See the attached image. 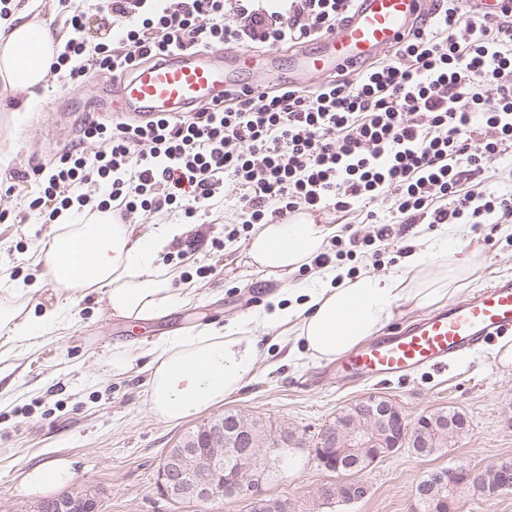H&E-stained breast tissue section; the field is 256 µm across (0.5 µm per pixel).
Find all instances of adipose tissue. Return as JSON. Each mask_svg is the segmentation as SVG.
<instances>
[{"mask_svg":"<svg viewBox=\"0 0 512 512\" xmlns=\"http://www.w3.org/2000/svg\"><path fill=\"white\" fill-rule=\"evenodd\" d=\"M64 38L47 29L27 4L0 24V96L11 99V111H26L39 96ZM188 231L184 224H162L156 233L138 235L106 211L87 223L72 219L59 225L37 262L70 303L95 291L112 315L149 321L190 301L160 263L161 253ZM446 232L441 245L415 243L386 274L352 277L329 264L318 269L311 284L295 288L301 303L285 306L274 296L270 308L255 316L168 337L153 348L148 363L150 412L160 421L179 422L241 391L266 359L262 330L278 331L291 359L328 362L378 335L400 305L429 306L447 298L449 269L470 271L476 253L468 248L469 225L450 224ZM326 246L325 225L303 214L292 224L258 225L247 246V264L256 273L285 276L311 263ZM8 293L11 303L0 302L1 336L34 341L64 324L59 306L33 314L36 288L16 284ZM72 480L70 462L55 459L26 472L24 485L28 493L39 494Z\"/></svg>","mask_w":512,"mask_h":512,"instance_id":"obj_1","label":"adipose tissue"}]
</instances>
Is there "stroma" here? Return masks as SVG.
Listing matches in <instances>:
<instances>
[{"instance_id": "35a3bbf8", "label": "stroma", "mask_w": 512, "mask_h": 512, "mask_svg": "<svg viewBox=\"0 0 512 512\" xmlns=\"http://www.w3.org/2000/svg\"><path fill=\"white\" fill-rule=\"evenodd\" d=\"M112 82V75L92 70L77 88L54 72L29 111L17 117L0 112V185L13 189L0 199L9 212L0 224V289L16 281L32 283L42 299L55 303L52 285L33 264L35 254L48 246L53 227L27 210L35 190L29 173L52 165L78 139L92 111L111 120L101 106ZM237 199L235 187L225 185L223 197L211 201L201 223L191 227L198 238L194 251H187L183 239L170 246L165 266L193 299L155 321L154 332L138 333L133 323L112 317L92 293L69 310L65 328L33 343L0 346V512H29L36 497L25 490L24 475L53 459L71 462V490L96 486L99 512H246L233 499L201 504L163 497L157 481L168 449L206 418L227 411L294 429L312 443L340 411L372 394L390 399L407 420L444 409L464 415L467 428L435 454L419 456L404 448L382 458L362 473L367 492L359 500L323 498L321 487L343 477L324 470L305 449L277 467L263 486L264 496L286 504L288 512H419L416 484L430 471L463 465L472 479L451 489L453 512H512V492L487 496L475 483L499 458L512 457V362H502L498 351L512 344V335L446 368L388 380L349 378L332 362L294 364L287 361L286 348L274 342L255 380L208 416L166 423L151 414L146 364L154 343L258 313L271 294L312 277L308 271L283 277L250 272L248 234L232 240L224 236V219L234 215ZM473 232L476 266L456 281L448 296L452 303L498 278L512 277V233L493 224L474 225ZM201 267L208 268L207 276H198ZM117 352L130 359L125 371L110 366Z\"/></svg>"}]
</instances>
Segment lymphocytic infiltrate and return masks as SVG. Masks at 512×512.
Instances as JSON below:
<instances>
[{
	"instance_id": "1",
	"label": "lymphocytic infiltrate",
	"mask_w": 512,
	"mask_h": 512,
	"mask_svg": "<svg viewBox=\"0 0 512 512\" xmlns=\"http://www.w3.org/2000/svg\"><path fill=\"white\" fill-rule=\"evenodd\" d=\"M354 0H287L281 11L247 0H101L104 24L122 23L120 45H88L84 13L72 9L73 36L50 65L82 83L88 71L126 76L142 60L184 48L318 40L335 30ZM512 154V11L473 16L459 0H440L427 22L408 29L391 54L313 87L241 89L223 105L141 123L88 120L80 144L50 169H33L28 208L42 223L66 211H181L196 223L202 208L239 192L228 238L299 211L350 213L377 220L388 207L402 223H512V193L467 189L464 176ZM336 236L314 260L378 259L375 241Z\"/></svg>"
}]
</instances>
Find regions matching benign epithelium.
<instances>
[{"mask_svg": "<svg viewBox=\"0 0 512 512\" xmlns=\"http://www.w3.org/2000/svg\"><path fill=\"white\" fill-rule=\"evenodd\" d=\"M365 416L386 417L387 434L391 450L414 440L424 426L434 420L423 415L413 425L399 409L374 395L362 399ZM254 421L235 414L203 423L199 429L185 437L178 448L166 455L159 472L158 489L165 497L175 501L208 503L224 498H236L246 503L247 512H280L279 504L261 496L260 488L267 477V470L260 466L258 454H253L250 465L240 470L227 471L233 453H242L254 447ZM260 451L283 462L289 454L305 447L304 440L294 430L283 428L261 441ZM379 440L370 425L360 419H351L339 425H328L322 431L314 451L321 462L329 467L341 459L356 461L362 453L380 457ZM499 480L492 486V494L512 491V462L502 459L492 465ZM461 470L440 469L424 481L438 492H423L417 496L426 512H449L448 497L443 489L462 483ZM326 497H337L345 502L362 498L366 487L358 481L343 482L334 488L324 487ZM97 492L87 488L81 492L65 494L38 502L30 512H97Z\"/></svg>", "mask_w": 512, "mask_h": 512, "instance_id": "obj_1", "label": "benign epithelium"}]
</instances>
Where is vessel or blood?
<instances>
[{
	"mask_svg": "<svg viewBox=\"0 0 512 512\" xmlns=\"http://www.w3.org/2000/svg\"><path fill=\"white\" fill-rule=\"evenodd\" d=\"M421 0H356L343 23L318 47L290 59L293 81L370 61L393 47L420 13ZM277 57L254 60L249 51L229 56L201 49L179 51L112 86L117 114L152 116L205 108L220 100L241 71H275ZM512 332V277L494 281L473 297L410 322L403 330L369 342L342 358V370L358 377H395L449 361Z\"/></svg>",
	"mask_w": 512,
	"mask_h": 512,
	"instance_id": "vessel-or-blood-1",
	"label": "vessel or blood"
}]
</instances>
